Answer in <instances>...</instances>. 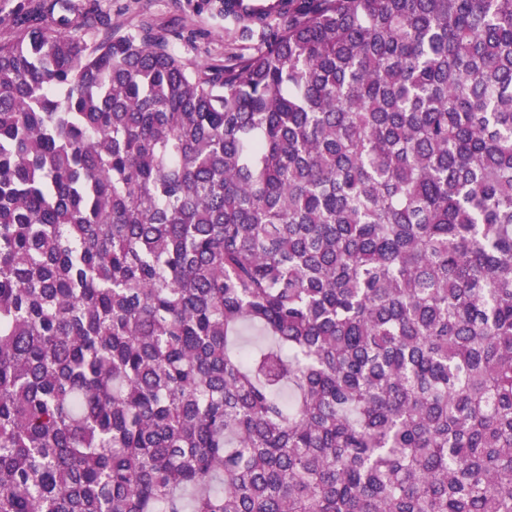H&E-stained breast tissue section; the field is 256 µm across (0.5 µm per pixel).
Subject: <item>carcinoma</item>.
I'll return each mask as SVG.
<instances>
[{
  "instance_id": "carcinoma-1",
  "label": "carcinoma",
  "mask_w": 512,
  "mask_h": 512,
  "mask_svg": "<svg viewBox=\"0 0 512 512\" xmlns=\"http://www.w3.org/2000/svg\"><path fill=\"white\" fill-rule=\"evenodd\" d=\"M281 2L12 15L0 512H512V0ZM73 1L95 3L112 22L124 24L122 32L143 23L152 25L155 31L166 33L179 56L197 65L224 61L232 53H255L261 47L258 34L247 38L241 24L198 12V0Z\"/></svg>"
}]
</instances>
